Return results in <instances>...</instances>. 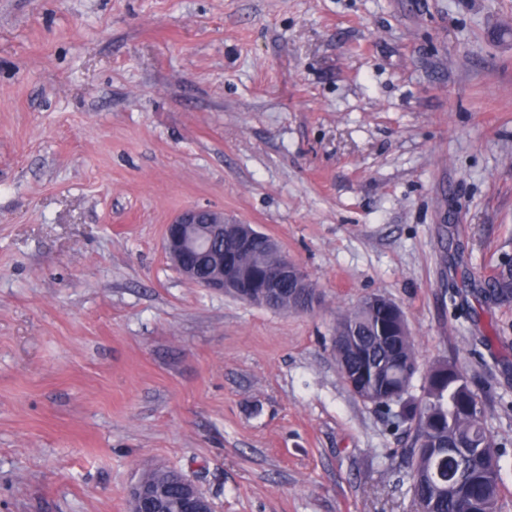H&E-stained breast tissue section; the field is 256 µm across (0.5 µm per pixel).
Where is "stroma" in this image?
I'll list each match as a JSON object with an SVG mask.
<instances>
[{
  "label": "stroma",
  "instance_id": "stroma-1",
  "mask_svg": "<svg viewBox=\"0 0 512 512\" xmlns=\"http://www.w3.org/2000/svg\"><path fill=\"white\" fill-rule=\"evenodd\" d=\"M191 206L320 303L184 280ZM510 265L512 0H0V512H127L158 467L214 512H418L332 353L373 294L466 373L512 512ZM270 240L279 252L280 259L277 266L266 273L263 285L260 288H264L270 298L273 299L275 292L279 289L277 288L279 283L284 279H288V283L283 284L280 291L277 293V300L274 301L272 308L283 312H293L298 309L302 311L312 310L315 304L319 303V297L315 301V296L310 292L302 299L293 296L292 288H294V286L290 282L304 278V273L300 266L281 250L276 241L271 237ZM512 293V268L502 270L497 276L488 280L483 288L485 298H508Z\"/></svg>",
  "mask_w": 512,
  "mask_h": 512
}]
</instances>
